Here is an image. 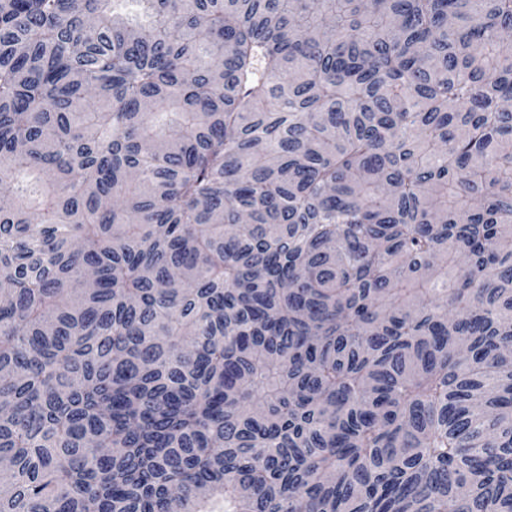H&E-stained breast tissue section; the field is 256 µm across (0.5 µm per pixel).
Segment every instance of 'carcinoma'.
Here are the masks:
<instances>
[{"label":"carcinoma","mask_w":512,"mask_h":512,"mask_svg":"<svg viewBox=\"0 0 512 512\" xmlns=\"http://www.w3.org/2000/svg\"><path fill=\"white\" fill-rule=\"evenodd\" d=\"M0 512H512V0H0Z\"/></svg>","instance_id":"cac0c4a2"}]
</instances>
